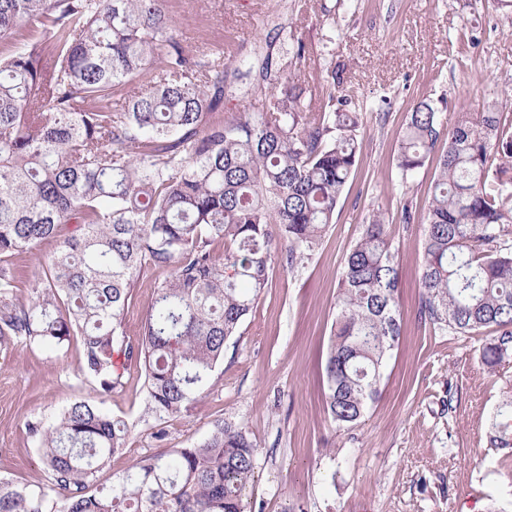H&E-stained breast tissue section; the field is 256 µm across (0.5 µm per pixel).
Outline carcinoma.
<instances>
[{
    "mask_svg": "<svg viewBox=\"0 0 512 512\" xmlns=\"http://www.w3.org/2000/svg\"><path fill=\"white\" fill-rule=\"evenodd\" d=\"M238 77L223 51L183 47L166 0H0V257L56 243L25 305L13 299L22 269L0 265V348L78 337L80 374L103 391L121 385L120 351L144 374L149 414L198 400L275 257L301 267L335 223L362 145L360 113L336 95L342 69L315 111L295 92L291 61L262 62L245 88ZM227 96L252 111L210 118ZM441 141L417 317L460 336L492 331L482 361L494 371L512 356V128L489 108L445 129L421 100L398 143L402 177ZM146 265L169 275L129 342L126 305ZM400 288L377 212L346 255L324 366L339 428L380 393L403 332ZM28 429L47 483L1 477L0 512H245L257 445L241 424L145 455L94 492L126 446L124 422L78 400ZM492 430L495 447L512 449L511 393Z\"/></svg>",
    "mask_w": 512,
    "mask_h": 512,
    "instance_id": "carcinoma-1",
    "label": "carcinoma"
}]
</instances>
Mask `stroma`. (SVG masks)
Masks as SVG:
<instances>
[{"label": "stroma", "mask_w": 512, "mask_h": 512, "mask_svg": "<svg viewBox=\"0 0 512 512\" xmlns=\"http://www.w3.org/2000/svg\"><path fill=\"white\" fill-rule=\"evenodd\" d=\"M168 12L186 50L218 43L225 57L249 65L261 56L279 65L288 44L303 43L296 82L310 106L343 66L342 92L363 111L361 153L311 259L292 271L272 263L212 386L187 413L161 421L148 414L141 372L123 361L121 385L101 391L79 372V341L0 349V477L46 484L28 424L87 399L130 429L125 449L97 474L100 486L141 456L200 443L226 421L245 425L258 446L247 512H512V451L489 441L493 413L512 390V357L489 372L484 337L416 319L435 164L407 177L395 166L419 100L446 126L490 106L512 124V0H169ZM409 202L416 213L406 224ZM375 212L392 232L404 329L379 396L360 423L339 430L325 409L324 363L345 257ZM167 275L153 265L141 271L127 340L141 335Z\"/></svg>", "instance_id": "stroma-1"}]
</instances>
